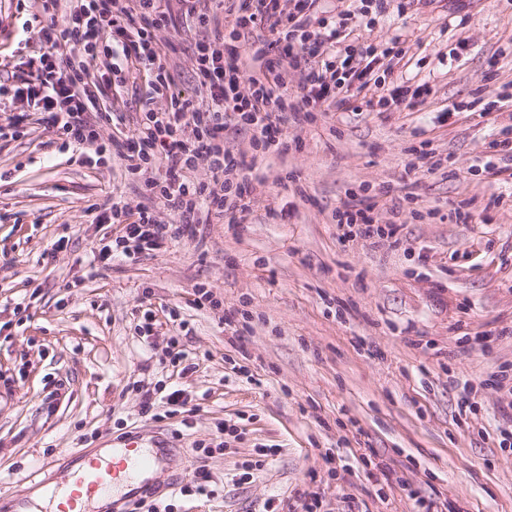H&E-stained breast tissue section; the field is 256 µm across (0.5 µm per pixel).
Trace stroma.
Listing matches in <instances>:
<instances>
[{
  "label": "stroma",
  "instance_id": "obj_1",
  "mask_svg": "<svg viewBox=\"0 0 512 512\" xmlns=\"http://www.w3.org/2000/svg\"><path fill=\"white\" fill-rule=\"evenodd\" d=\"M39 7L0 0V84L35 49ZM320 9L359 42L400 38L405 58L375 78L432 93L411 111L281 113L282 152L227 125L225 148L253 161L238 223L213 215L140 261L94 262L122 227L89 206L147 201L124 159L87 165L34 119L0 141V505L131 438L171 450L159 512H512L497 386L512 379V184L487 171L512 139V0ZM210 35L161 34L175 90L193 92ZM93 109L123 115L105 130L120 142L140 118L129 87ZM351 191L397 239L337 224ZM176 388L189 411L168 419ZM199 468L211 495L171 490Z\"/></svg>",
  "mask_w": 512,
  "mask_h": 512
}]
</instances>
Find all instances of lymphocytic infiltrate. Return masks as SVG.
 Masks as SVG:
<instances>
[{
  "label": "lymphocytic infiltrate",
  "instance_id": "1",
  "mask_svg": "<svg viewBox=\"0 0 512 512\" xmlns=\"http://www.w3.org/2000/svg\"><path fill=\"white\" fill-rule=\"evenodd\" d=\"M318 2L294 0L287 10L281 0H222L230 28H212V38L197 42L196 88L187 95L174 91L155 35L188 19L211 27L207 0H132L128 6L120 0H41L32 27L38 51L25 61V76L12 88L27 109L0 125V138L23 135L27 115L34 112L58 136L61 150L84 152L86 162H93L106 151L101 128L115 115L87 118L92 88L125 84L129 69L142 70L149 80L139 126L125 145L127 171L142 177L149 199L181 215L247 212L250 165L245 157L225 151V119L251 132L255 150L279 149L284 144L280 112L292 110L309 122L327 108L352 110L351 89L368 88L375 66L387 56L376 46L347 42L339 27L319 15ZM258 27L267 29L278 55L262 75L251 78L245 92L236 44ZM299 67L306 75L292 105L285 74ZM201 160L207 161L213 183L189 179ZM156 166L162 174L149 176ZM93 221L124 227L114 244L99 248L97 259L104 263L115 258L132 262L167 244L164 225L147 206L132 214L118 202L100 205Z\"/></svg>",
  "mask_w": 512,
  "mask_h": 512
}]
</instances>
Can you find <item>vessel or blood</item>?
<instances>
[{
	"label": "vessel or blood",
	"mask_w": 512,
	"mask_h": 512,
	"mask_svg": "<svg viewBox=\"0 0 512 512\" xmlns=\"http://www.w3.org/2000/svg\"><path fill=\"white\" fill-rule=\"evenodd\" d=\"M167 455V449L146 451L126 440L110 456H78L68 475L47 488L54 504L52 512H89L95 500L111 495L118 487L123 490L122 501L146 497L152 492L151 475Z\"/></svg>",
	"instance_id": "obj_1"
}]
</instances>
